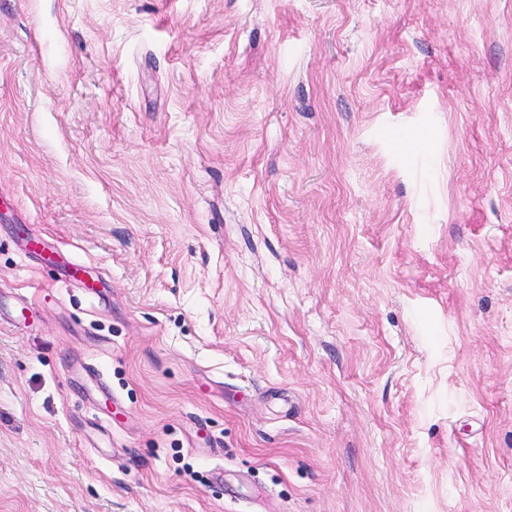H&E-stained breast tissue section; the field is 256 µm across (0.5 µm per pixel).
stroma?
Returning <instances> with one entry per match:
<instances>
[{"instance_id": "1", "label": "stroma", "mask_w": 512, "mask_h": 512, "mask_svg": "<svg viewBox=\"0 0 512 512\" xmlns=\"http://www.w3.org/2000/svg\"><path fill=\"white\" fill-rule=\"evenodd\" d=\"M0 512H512V0H0Z\"/></svg>"}]
</instances>
